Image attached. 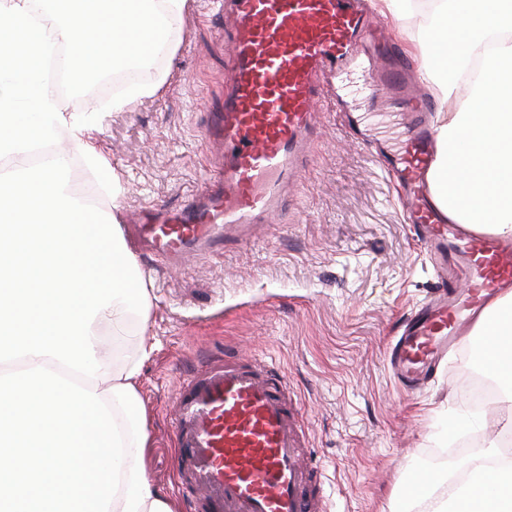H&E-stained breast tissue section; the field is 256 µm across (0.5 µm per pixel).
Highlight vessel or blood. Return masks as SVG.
Returning a JSON list of instances; mask_svg holds the SVG:
<instances>
[{
	"instance_id": "vessel-or-blood-1",
	"label": "vessel or blood",
	"mask_w": 512,
	"mask_h": 512,
	"mask_svg": "<svg viewBox=\"0 0 512 512\" xmlns=\"http://www.w3.org/2000/svg\"><path fill=\"white\" fill-rule=\"evenodd\" d=\"M227 9L233 92L205 130L223 143L224 166L193 204L161 218L144 211L136 227L146 252L170 263L223 249L232 234L290 207L285 189L310 160L315 101L336 73L360 66L394 100L410 97L409 67L364 0H228ZM429 112L423 105L408 115L414 162L383 156L439 270L433 297L391 355L394 376L411 390L428 384L471 332L468 312L512 291V247L444 224L431 203ZM174 408L177 465L195 493V512H325L301 457L304 415L288 401L284 374L239 358L209 362L187 375Z\"/></svg>"
}]
</instances>
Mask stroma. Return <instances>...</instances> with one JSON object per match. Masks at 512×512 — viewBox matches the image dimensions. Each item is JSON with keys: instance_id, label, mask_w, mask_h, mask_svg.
Listing matches in <instances>:
<instances>
[{"instance_id": "obj_1", "label": "stroma", "mask_w": 512, "mask_h": 512, "mask_svg": "<svg viewBox=\"0 0 512 512\" xmlns=\"http://www.w3.org/2000/svg\"><path fill=\"white\" fill-rule=\"evenodd\" d=\"M231 23L212 0H187L170 48L147 74L155 95L102 111V98H59L65 114L100 111L97 146L117 172L119 201L98 207L133 223L147 206L191 201L208 172L224 164L221 143L204 138L210 112L232 90ZM342 77L318 104L312 165L291 187L298 207L257 225L246 242L173 266L137 257L148 276L150 306L124 338L138 359L147 414V469L174 496L183 477L172 429L173 401L186 375L233 348L276 362L307 417L302 443L322 469L326 512H389L406 496L408 475L427 457L461 441L467 462L500 441L504 403L471 409L462 351L454 349L425 389L399 388L387 370L388 347L424 301L434 269L375 146L398 151L406 130L390 103ZM356 113L370 137L350 132ZM151 347L139 358V345Z\"/></svg>"}]
</instances>
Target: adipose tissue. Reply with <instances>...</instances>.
<instances>
[{"label": "adipose tissue", "mask_w": 512, "mask_h": 512, "mask_svg": "<svg viewBox=\"0 0 512 512\" xmlns=\"http://www.w3.org/2000/svg\"><path fill=\"white\" fill-rule=\"evenodd\" d=\"M425 38L415 43L421 57L436 51L431 35L451 44V65L425 66L439 108L437 151L430 166L435 206L450 221L480 226L512 239V0H433L423 23ZM483 66L472 85L459 78L475 59ZM474 150L463 153V138ZM489 337L484 344L485 367L496 379L512 384V293L481 321ZM471 481L456 495L436 493L441 482L424 474L422 495H408L404 508L413 512L428 497L430 512H512V468H470Z\"/></svg>", "instance_id": "1"}]
</instances>
